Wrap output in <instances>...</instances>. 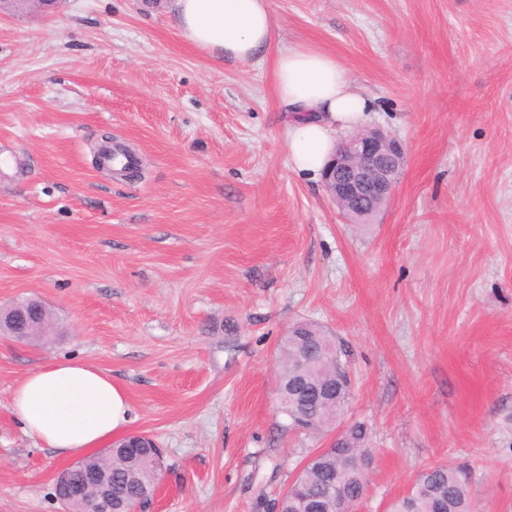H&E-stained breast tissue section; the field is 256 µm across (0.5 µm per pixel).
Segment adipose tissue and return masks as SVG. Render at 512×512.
Returning a JSON list of instances; mask_svg holds the SVG:
<instances>
[{"label":"adipose tissue","mask_w":512,"mask_h":512,"mask_svg":"<svg viewBox=\"0 0 512 512\" xmlns=\"http://www.w3.org/2000/svg\"><path fill=\"white\" fill-rule=\"evenodd\" d=\"M170 7L179 36L200 51L241 62L272 56L294 171L319 176L338 134L373 112L372 99L351 84L335 56L309 45L273 50L268 0H171ZM9 410L28 436L66 457L122 439L133 421L126 392L111 375L74 359L26 374L11 390Z\"/></svg>","instance_id":"ef3b65f1"}]
</instances>
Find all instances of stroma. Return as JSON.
I'll list each match as a JSON object with an SVG mask.
<instances>
[{
  "label": "stroma",
  "instance_id": "stroma-1",
  "mask_svg": "<svg viewBox=\"0 0 512 512\" xmlns=\"http://www.w3.org/2000/svg\"><path fill=\"white\" fill-rule=\"evenodd\" d=\"M274 48L336 56L369 126L405 145L369 224L289 166L270 63L221 61L140 0L0 18V305L59 328L0 335V512H64L68 458L8 409L29 371L111 373L163 453L146 512H264L326 435L290 429L281 341L341 343L375 450L358 512L438 463L474 512H512V0H269ZM141 177L95 164L103 134Z\"/></svg>",
  "mask_w": 512,
  "mask_h": 512
}]
</instances>
